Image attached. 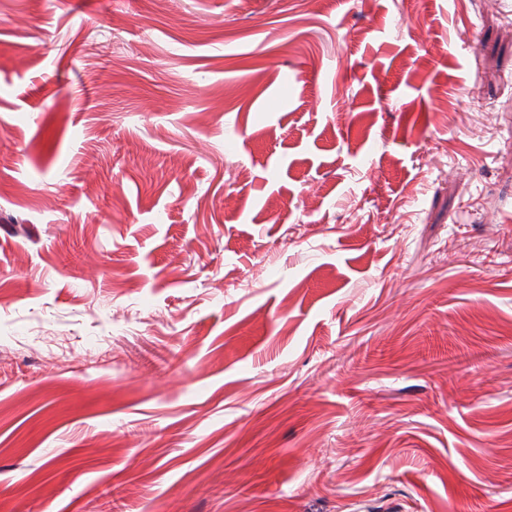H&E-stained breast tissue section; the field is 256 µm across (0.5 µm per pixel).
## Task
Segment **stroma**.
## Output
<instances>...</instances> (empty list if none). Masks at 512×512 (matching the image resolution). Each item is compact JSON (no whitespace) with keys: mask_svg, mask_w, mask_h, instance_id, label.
<instances>
[{"mask_svg":"<svg viewBox=\"0 0 512 512\" xmlns=\"http://www.w3.org/2000/svg\"><path fill=\"white\" fill-rule=\"evenodd\" d=\"M0 512H512V0H0Z\"/></svg>","mask_w":512,"mask_h":512,"instance_id":"obj_1","label":"stroma"}]
</instances>
